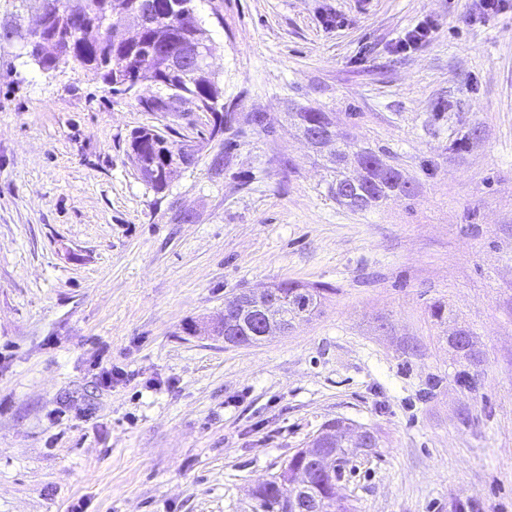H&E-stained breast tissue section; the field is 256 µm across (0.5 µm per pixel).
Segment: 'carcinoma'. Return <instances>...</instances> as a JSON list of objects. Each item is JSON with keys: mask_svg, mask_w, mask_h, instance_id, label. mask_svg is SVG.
Masks as SVG:
<instances>
[{"mask_svg": "<svg viewBox=\"0 0 512 512\" xmlns=\"http://www.w3.org/2000/svg\"><path fill=\"white\" fill-rule=\"evenodd\" d=\"M37 0H0V57L8 56L22 67L52 70L57 64L91 74L121 94L120 84L140 80L165 91V95L136 98L148 112H175L184 97L202 112L222 114L224 84L220 74L198 60L188 59L172 67L166 59L154 56V49L171 44H201L212 55L217 46L211 40L205 22L197 13L195 0H47L48 25L40 41L32 39L25 15ZM146 8L151 23L140 31L114 30L102 41H88L83 26L108 8L119 14L136 7ZM290 120L306 136L314 130L329 132L334 149L317 156L329 172L327 191L336 203L352 211L380 207L393 197H411L415 184L401 169L369 146L352 141L337 131L329 113L299 108L288 113ZM183 135H172L155 127H140L129 139L126 156L139 179L161 191L181 176L183 168L175 148ZM282 299L288 315L310 317L322 305L323 288L316 283L283 281L272 286ZM356 448H338L334 475L315 474L309 492L321 504L323 512H348L336 496L341 478V462ZM305 468L304 458L291 456L282 473L263 486L254 488L256 512H283L282 503L290 492L294 475Z\"/></svg>", "mask_w": 512, "mask_h": 512, "instance_id": "carcinoma-1", "label": "carcinoma"}]
</instances>
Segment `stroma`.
Masks as SVG:
<instances>
[{
  "mask_svg": "<svg viewBox=\"0 0 512 512\" xmlns=\"http://www.w3.org/2000/svg\"><path fill=\"white\" fill-rule=\"evenodd\" d=\"M198 7L230 129L161 193L129 134L206 136L196 112L0 60V512H255L252 488L336 419L377 440L339 483L352 512H512V11ZM301 106L383 149L416 198L337 205L288 122ZM287 279L327 289L288 334L186 332ZM437 26L432 21L419 22L408 29L396 44V50H410L421 43L435 30Z\"/></svg>",
  "mask_w": 512,
  "mask_h": 512,
  "instance_id": "35a3bbf8",
  "label": "stroma"
}]
</instances>
